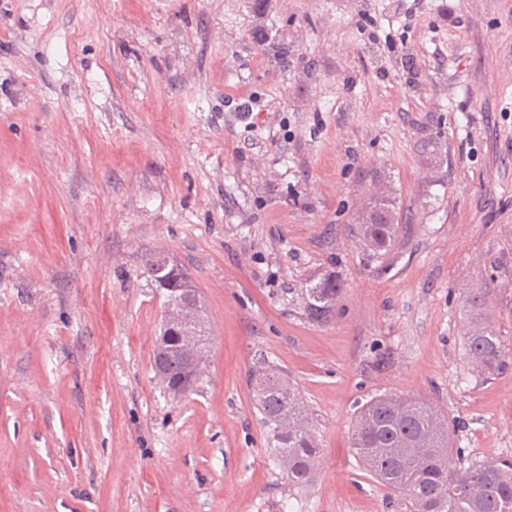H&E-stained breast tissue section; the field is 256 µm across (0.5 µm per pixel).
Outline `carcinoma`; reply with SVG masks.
Returning a JSON list of instances; mask_svg holds the SVG:
<instances>
[{
    "mask_svg": "<svg viewBox=\"0 0 512 512\" xmlns=\"http://www.w3.org/2000/svg\"><path fill=\"white\" fill-rule=\"evenodd\" d=\"M400 230L398 207L390 197L375 200L357 225L358 233L378 252H390ZM340 292L332 277L310 284L304 291L308 318L329 321ZM466 308L468 361L482 374L506 368L509 356L483 315L481 293H472ZM194 354L191 349L153 356L156 375L170 392L183 390L185 366ZM248 383L288 483H309L315 476L318 448L296 387L263 358L255 363ZM351 447L373 478L394 492L409 493L410 512H512V459L456 468L451 421L425 400L390 395L368 401L360 408Z\"/></svg>",
    "mask_w": 512,
    "mask_h": 512,
    "instance_id": "cac0c4a2",
    "label": "carcinoma"
}]
</instances>
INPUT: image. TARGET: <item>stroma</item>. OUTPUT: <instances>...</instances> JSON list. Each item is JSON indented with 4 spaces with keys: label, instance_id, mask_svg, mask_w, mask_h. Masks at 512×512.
I'll use <instances>...</instances> for the list:
<instances>
[{
    "label": "stroma",
    "instance_id": "1",
    "mask_svg": "<svg viewBox=\"0 0 512 512\" xmlns=\"http://www.w3.org/2000/svg\"><path fill=\"white\" fill-rule=\"evenodd\" d=\"M382 194L405 231L377 257ZM155 253L212 326L179 397ZM476 288L512 351V0H0V512H409L350 446L371 397L437 405L456 467L512 458V365L463 349ZM260 357L302 396L310 484ZM396 202L390 197L375 200L363 215L357 231L375 251H385L386 255L395 247L401 224ZM341 288L332 277L320 279L305 288V311L316 323L328 322L336 311ZM173 328L176 330L174 333L167 337H161L159 336L157 340V345L155 348V353L153 356V360L156 363V366L154 365L156 375L161 379V381L164 383L165 387L173 394L175 392H180L183 390L184 385L182 383L183 375L185 366L188 362V360L195 354L194 349L191 350H183L179 353L173 352L168 353L164 356H159L157 354V348L161 341L170 349L173 351H176L179 348L175 347L176 345H181L182 343V336H179L180 328L178 327V324L173 325ZM176 395V394H175ZM248 383L254 404L270 428L288 483H309L315 476L318 448L296 387L264 358L255 363Z\"/></svg>",
    "mask_w": 512,
    "mask_h": 512
}]
</instances>
